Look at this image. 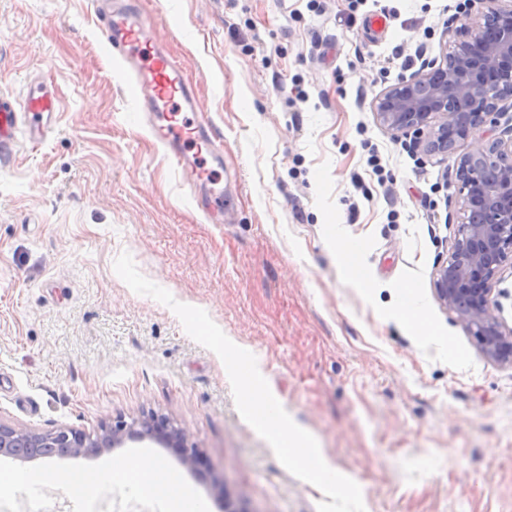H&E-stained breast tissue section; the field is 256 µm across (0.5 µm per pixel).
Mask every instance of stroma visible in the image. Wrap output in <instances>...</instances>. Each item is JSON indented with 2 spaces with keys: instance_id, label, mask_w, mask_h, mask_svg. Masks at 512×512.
Returning <instances> with one entry per match:
<instances>
[{
  "instance_id": "stroma-1",
  "label": "stroma",
  "mask_w": 512,
  "mask_h": 512,
  "mask_svg": "<svg viewBox=\"0 0 512 512\" xmlns=\"http://www.w3.org/2000/svg\"><path fill=\"white\" fill-rule=\"evenodd\" d=\"M135 2L224 137V221L207 219L134 122L94 0H0V97L36 82L58 99L46 139L0 162V422L91 431L157 413L223 489L155 446L51 463L76 473L147 451L207 512H317L322 491L242 418L221 359L116 274L127 252L256 357L366 512H512V366L489 359L433 288L464 219L455 160L374 111L400 76L441 57L467 0ZM380 11L382 37L368 26ZM410 302L420 325L403 318ZM118 492L89 504L75 489L22 487L0 512L166 510L161 496Z\"/></svg>"
}]
</instances>
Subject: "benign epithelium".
<instances>
[{
  "label": "benign epithelium",
  "mask_w": 512,
  "mask_h": 512,
  "mask_svg": "<svg viewBox=\"0 0 512 512\" xmlns=\"http://www.w3.org/2000/svg\"><path fill=\"white\" fill-rule=\"evenodd\" d=\"M477 8L475 26H465L441 62L431 61L388 88L375 104L389 131L414 138L428 152L455 154L456 141L474 138L456 160L461 209L455 245L433 283L440 304L455 312L491 360L512 365V328L500 317L494 297L503 268L512 265V3L468 0ZM172 449L193 467L199 451L169 419L154 414L128 422L116 417L94 432L60 427L38 432L0 422V455L20 461L23 448L51 445L72 455L93 454L127 442Z\"/></svg>",
  "instance_id": "obj_1"
}]
</instances>
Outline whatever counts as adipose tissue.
Wrapping results in <instances>:
<instances>
[{"mask_svg": "<svg viewBox=\"0 0 512 512\" xmlns=\"http://www.w3.org/2000/svg\"><path fill=\"white\" fill-rule=\"evenodd\" d=\"M105 479L117 484H146L151 491L166 493L171 512H202L201 502L191 492L173 489L172 481L164 472L159 459L151 455L138 457L135 467L132 468L122 462H112L106 469L87 470L75 475L61 473L49 466L29 473L0 468V498L11 497L17 487L29 483H54L69 488L98 483Z\"/></svg>", "mask_w": 512, "mask_h": 512, "instance_id": "ef3b65f1", "label": "adipose tissue"}]
</instances>
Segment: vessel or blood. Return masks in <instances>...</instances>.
Segmentation results:
<instances>
[{"instance_id":"obj_1","label":"vessel or blood","mask_w":512,"mask_h":512,"mask_svg":"<svg viewBox=\"0 0 512 512\" xmlns=\"http://www.w3.org/2000/svg\"><path fill=\"white\" fill-rule=\"evenodd\" d=\"M98 19L113 56L128 74L144 112L157 122L156 136L167 156L192 183L207 182V215H224V192L216 170L224 156L216 142L221 135L198 106L197 94L179 59L157 42L151 24L132 0H111L98 9ZM55 114V94L45 86L28 89L22 106L0 99V156L10 151L17 133L31 144L42 142Z\"/></svg>"}]
</instances>
